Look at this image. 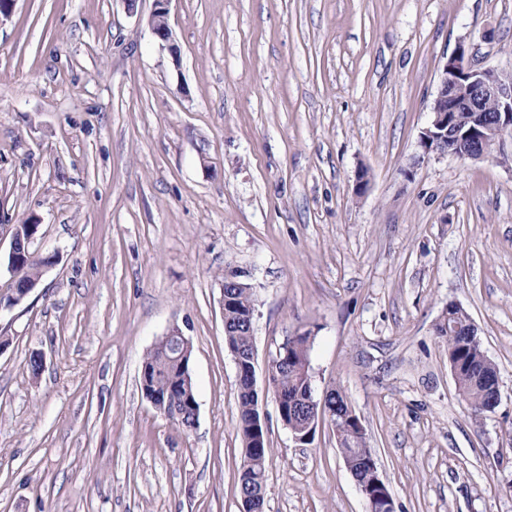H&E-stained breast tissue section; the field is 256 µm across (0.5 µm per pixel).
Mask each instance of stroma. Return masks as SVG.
<instances>
[{"instance_id": "stroma-1", "label": "stroma", "mask_w": 512, "mask_h": 512, "mask_svg": "<svg viewBox=\"0 0 512 512\" xmlns=\"http://www.w3.org/2000/svg\"><path fill=\"white\" fill-rule=\"evenodd\" d=\"M152 10L15 0L0 21V255L34 221L59 255L0 313V512H243L231 269L259 366L310 334L314 389L344 391L396 512H512V138L493 161L418 145L458 45L512 75V0H172L176 61ZM451 302L498 368L478 416L435 332ZM175 325L189 432L140 389ZM259 404L266 512H366L329 423L299 445Z\"/></svg>"}]
</instances>
